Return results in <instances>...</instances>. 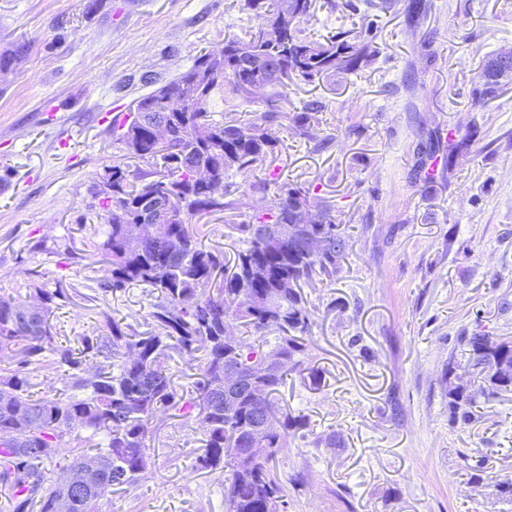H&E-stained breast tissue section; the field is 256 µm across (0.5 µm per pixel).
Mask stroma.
Wrapping results in <instances>:
<instances>
[{"label":"stroma","instance_id":"stroma-1","mask_svg":"<svg viewBox=\"0 0 512 512\" xmlns=\"http://www.w3.org/2000/svg\"><path fill=\"white\" fill-rule=\"evenodd\" d=\"M408 0L329 10L313 0L306 34L370 26L376 59L314 83L216 95L210 108L244 122L276 113L267 161L279 181L331 208L352 248L331 282L304 292L314 312L307 363L320 387L289 377L281 407L306 417L274 465L288 512H512L466 464L489 456L512 479V394L483 404L476 425L448 420L445 371L458 336L482 321L512 336V86L473 102L486 55L512 47V0ZM244 0H0V294L68 292L60 336L98 334L104 315L147 330V289L105 291L110 267L90 254L107 229L98 193L107 167L137 172L115 123L144 95L224 39L258 29ZM317 100L311 138L289 112ZM477 127L470 159L421 170L438 134ZM267 198L193 216L203 243L232 268L237 224ZM203 429L173 409L153 423L147 470L112 495V512H225L224 475L200 470Z\"/></svg>","mask_w":512,"mask_h":512}]
</instances>
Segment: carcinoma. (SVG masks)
Masks as SVG:
<instances>
[{
	"mask_svg": "<svg viewBox=\"0 0 512 512\" xmlns=\"http://www.w3.org/2000/svg\"><path fill=\"white\" fill-rule=\"evenodd\" d=\"M295 3L293 14L285 18L277 5L245 0L248 9L265 13L264 26L227 38L222 47L198 56L174 80L140 98L122 127L120 140L128 154L148 170L132 182L127 170L112 166L101 190L108 231L91 257L110 264V291L143 286L158 293L160 300L149 313L150 329L139 332L106 315L101 334L77 337L76 348L54 336L50 320L63 291L34 289L41 309L28 321L15 316L17 300L0 296V354L17 359L15 367L0 373V484L12 491L7 512H58L66 485L52 478L54 471H67L77 481L90 467L97 471V482L72 498L69 512H110L112 489L137 485L146 471L154 419L180 405L198 410L204 447L197 464L224 471L226 512H266L272 498L288 509L271 462L288 436L306 428V421L280 409L274 395L293 372L314 387L321 385L320 371L304 366L312 312L303 285L315 277L335 280L351 249L350 238L332 210L322 208L302 238L279 239L275 226L295 220L298 208L310 203L302 187L284 184L264 211L236 225L243 247L228 276L190 219L235 207L231 196L239 187L229 181L232 173L245 177V185L255 192H266L272 181L265 162L277 139L256 122L216 117L209 109L213 94L226 84L232 93L244 94L254 83L284 89L293 78L313 82L336 71L355 73L375 55L371 43L353 29L321 38L305 35L300 24L310 16L313 0ZM497 64L492 55L484 60L476 101L491 100L501 90L492 81ZM188 83L196 85L197 97L180 112L167 111L168 100ZM322 108L307 102L289 116L299 135L312 137ZM158 120L170 128L164 150L152 139ZM476 133L469 128L448 137L444 164L451 167L467 156ZM196 165L210 170L212 184L192 181L190 170ZM148 187L164 191L170 205L157 237L137 223ZM257 266L266 271L261 279L253 275ZM235 326L253 340L234 335ZM269 329L279 332L272 345L262 336ZM459 343L463 359L450 355L445 373L448 418L453 425H467L477 419L482 403L512 394L511 375L485 368L491 356L512 364V336L494 335L477 319L475 329ZM176 356L188 358L195 370L187 400L169 372ZM91 358L97 360L94 378L85 376L84 364ZM43 362L64 372L68 392L52 399L34 395L27 367ZM228 364L263 387L262 408H255L247 393L226 413L224 400L211 397V383L224 379ZM258 416L268 420L266 428H258ZM470 480L476 485L493 480L499 496L512 498V481L497 479L485 459Z\"/></svg>",
	"mask_w": 512,
	"mask_h": 512,
	"instance_id": "cac0c4a2",
	"label": "carcinoma"
}]
</instances>
